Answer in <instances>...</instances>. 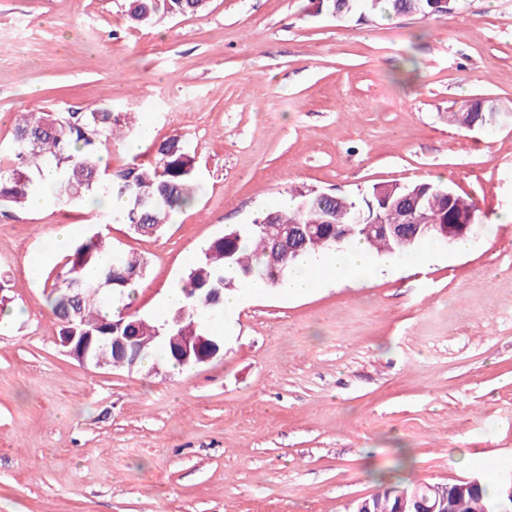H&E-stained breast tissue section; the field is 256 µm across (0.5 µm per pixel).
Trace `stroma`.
Segmentation results:
<instances>
[{
  "mask_svg": "<svg viewBox=\"0 0 512 512\" xmlns=\"http://www.w3.org/2000/svg\"><path fill=\"white\" fill-rule=\"evenodd\" d=\"M512 113V0L430 17L333 16L317 0H208L134 26L123 0H0V150L20 112L135 114L119 169L170 136L196 153L193 205L157 235L113 224L158 297L226 228L300 190L355 195L441 181L482 231L361 284L303 296L258 286L223 347L191 368L83 364L58 343L24 259L85 200L0 215V512H346L389 486L512 473V122L460 129L468 101Z\"/></svg>",
  "mask_w": 512,
  "mask_h": 512,
  "instance_id": "stroma-1",
  "label": "stroma"
}]
</instances>
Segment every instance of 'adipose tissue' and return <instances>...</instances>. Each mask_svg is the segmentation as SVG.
<instances>
[{
    "mask_svg": "<svg viewBox=\"0 0 512 512\" xmlns=\"http://www.w3.org/2000/svg\"><path fill=\"white\" fill-rule=\"evenodd\" d=\"M299 271L288 281L287 292L292 296L309 293L326 279L363 283L397 266L394 256H378L365 244L355 243L346 252L325 256L306 255L299 261Z\"/></svg>",
    "mask_w": 512,
    "mask_h": 512,
    "instance_id": "1",
    "label": "adipose tissue"
}]
</instances>
